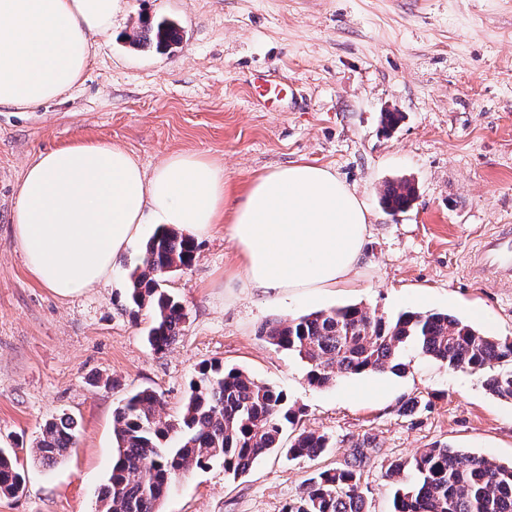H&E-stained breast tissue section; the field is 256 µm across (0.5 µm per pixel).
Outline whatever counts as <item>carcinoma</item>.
Masks as SVG:
<instances>
[{
  "instance_id": "obj_1",
  "label": "carcinoma",
  "mask_w": 512,
  "mask_h": 512,
  "mask_svg": "<svg viewBox=\"0 0 512 512\" xmlns=\"http://www.w3.org/2000/svg\"><path fill=\"white\" fill-rule=\"evenodd\" d=\"M155 39L159 48L170 49L180 43L179 29L163 19L156 24ZM415 196V186L405 179L387 183L381 200L396 215L407 211ZM195 253L191 238L163 226L146 241L141 263L128 274L132 312H150L147 341L157 353L178 341L186 321L182 302L164 282L171 272L190 266ZM260 336L306 362L308 379L316 386L337 376L398 371V352L410 343L450 368L481 375L491 394L512 400V339L489 336L448 313L409 311L386 318L347 305L287 323L269 322ZM298 415L283 391L221 362L199 368L176 418L164 414L155 391L137 390L115 410V454L96 512H160L177 475L211 462L222 463L224 473L236 477L275 449L291 460L313 459L329 448L325 436L303 430L284 441L285 426L296 425ZM79 434L74 416L52 418L35 438V456L45 464L62 459L76 447ZM410 465L415 479L408 483L401 477L404 464L390 467L397 484L393 512H512V464L433 447L417 453ZM362 485L355 462L316 472L283 512H364ZM23 490L18 451L0 449V495Z\"/></svg>"
}]
</instances>
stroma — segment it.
<instances>
[{"label": "stroma", "instance_id": "obj_1", "mask_svg": "<svg viewBox=\"0 0 512 512\" xmlns=\"http://www.w3.org/2000/svg\"><path fill=\"white\" fill-rule=\"evenodd\" d=\"M175 21L174 52L133 48L142 23ZM287 78V96L258 104L246 81ZM401 121L384 128L381 115ZM107 143L145 171L177 152L224 169L225 221L196 238L191 267L166 286L183 302L184 331L166 353L146 341L147 313L132 315L126 273L145 238L110 278L61 297L28 272L13 239L18 186L40 153ZM309 162L329 168L370 213L356 287L274 297L234 279L227 222L257 176ZM402 178L417 188L406 212L380 202ZM512 225V0H119L112 31L97 37L80 82L26 111L0 106V448L31 446L61 413L82 424L78 444L52 466L22 454L23 493L0 495V512H96L112 466V415L150 388L180 412L198 367L221 361L285 392L300 428L325 435L320 457L271 453L230 478L221 463L177 477L161 512H282L314 471L364 447L367 512H391L390 465L448 446L512 463V400L481 376L412 345L403 371L365 372L310 385L307 367L259 335L269 321L357 305L387 318L436 311L512 338V283L473 278L481 238ZM430 407L402 416L399 402Z\"/></svg>", "mask_w": 512, "mask_h": 512}]
</instances>
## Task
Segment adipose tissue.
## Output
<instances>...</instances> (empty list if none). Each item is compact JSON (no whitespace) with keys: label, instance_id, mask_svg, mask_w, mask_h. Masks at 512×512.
Segmentation results:
<instances>
[{"label":"adipose tissue","instance_id":"adipose-tissue-1","mask_svg":"<svg viewBox=\"0 0 512 512\" xmlns=\"http://www.w3.org/2000/svg\"><path fill=\"white\" fill-rule=\"evenodd\" d=\"M116 0H0V106L29 109L83 76ZM198 238L224 218V169L198 153L145 172L123 149L79 143L43 153L25 171L13 234L31 276L58 295L95 287L146 218ZM368 213L331 170L275 168L249 185L229 228L234 273L275 296L346 287L362 261Z\"/></svg>","mask_w":512,"mask_h":512}]
</instances>
